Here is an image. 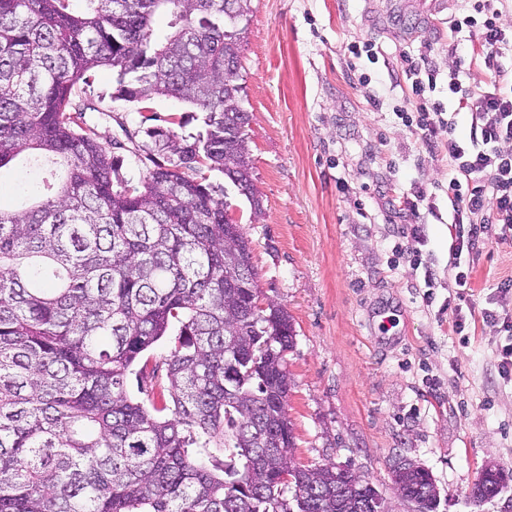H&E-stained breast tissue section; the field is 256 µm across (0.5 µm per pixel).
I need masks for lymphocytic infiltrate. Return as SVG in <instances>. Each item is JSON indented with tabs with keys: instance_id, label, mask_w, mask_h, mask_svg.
Here are the masks:
<instances>
[{
	"instance_id": "f902f5d3",
	"label": "lymphocytic infiltrate",
	"mask_w": 512,
	"mask_h": 512,
	"mask_svg": "<svg viewBox=\"0 0 512 512\" xmlns=\"http://www.w3.org/2000/svg\"><path fill=\"white\" fill-rule=\"evenodd\" d=\"M506 0H471L470 9L448 22V51L457 59H482L489 71L485 80L466 84L458 71L448 73V96L472 106L468 138L456 134L454 113L448 112L434 92L438 67L416 61L401 52L399 63L415 111H400L403 122L416 126L433 150L448 157V205L454 229L449 247L448 274L455 291L448 294V322L455 334L469 327L475 312L470 295V274L461 268L462 257L478 256L482 245L494 241L512 244V25L505 23ZM468 32L470 43L458 35ZM446 141H439V134ZM499 310H484V321L500 324L509 337L500 350L499 367L512 375V277L497 282Z\"/></svg>"
}]
</instances>
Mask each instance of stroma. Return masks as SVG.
<instances>
[{
	"instance_id": "35a3bbf8",
	"label": "stroma",
	"mask_w": 512,
	"mask_h": 512,
	"mask_svg": "<svg viewBox=\"0 0 512 512\" xmlns=\"http://www.w3.org/2000/svg\"><path fill=\"white\" fill-rule=\"evenodd\" d=\"M445 2L431 15L424 0H253L241 74L261 221L251 222L249 202L222 173L208 177L226 186L251 242L261 298L293 318L285 362L296 459L350 468L392 512H412L390 478L405 459L432 474L437 512H506L512 484L481 508L470 498L483 466L512 472V381L500 376L497 357L506 336L480 321L464 341L448 329V159L397 116L409 105L400 50L443 69L453 62L448 19L464 2ZM365 42L378 46L377 63L349 52ZM114 90V73L100 69L83 92L102 102L86 119L103 147L129 131L145 142L146 128L173 116L181 133L204 129L189 104L159 98L146 114L111 101ZM40 183L36 171L0 169V207ZM420 190L435 209L415 217L402 200ZM416 223L422 265L395 262V242ZM503 275H512V246L487 245L470 274L476 309L494 308Z\"/></svg>"
}]
</instances>
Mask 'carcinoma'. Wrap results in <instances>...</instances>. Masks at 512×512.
Segmentation results:
<instances>
[{
    "label": "carcinoma",
    "instance_id": "obj_1",
    "mask_svg": "<svg viewBox=\"0 0 512 512\" xmlns=\"http://www.w3.org/2000/svg\"><path fill=\"white\" fill-rule=\"evenodd\" d=\"M252 0H0V168L25 153L48 167L43 194L0 208V512H369L382 493L323 465L297 495L286 409L294 345L288 312L245 321L228 287L250 256L224 244L225 204L202 171L248 191L240 69ZM172 7V32L153 21ZM100 67L111 99L147 109L173 97L205 113L206 131L126 133L159 155L132 187L84 125L79 93ZM167 354L146 353L160 341ZM135 375L138 395L128 392ZM512 473L488 466L471 497ZM415 512H436L425 468L398 474Z\"/></svg>",
    "mask_w": 512,
    "mask_h": 512
}]
</instances>
